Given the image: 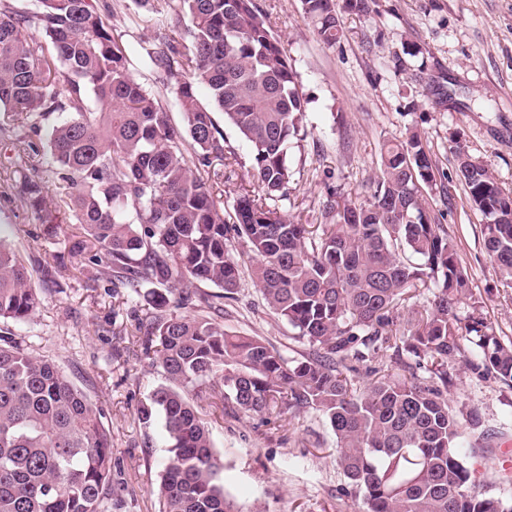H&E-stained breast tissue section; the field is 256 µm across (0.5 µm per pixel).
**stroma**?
I'll return each mask as SVG.
<instances>
[{
	"instance_id": "35a3bbf8",
	"label": "stroma",
	"mask_w": 512,
	"mask_h": 512,
	"mask_svg": "<svg viewBox=\"0 0 512 512\" xmlns=\"http://www.w3.org/2000/svg\"><path fill=\"white\" fill-rule=\"evenodd\" d=\"M115 38L128 48L129 68L181 124L171 82L142 62L154 43V15L131 0H99ZM277 32L307 98L304 135L290 151L293 176L276 202L286 217L322 223L330 190L361 200L380 170L381 150L409 131L424 136L442 176L427 192V208L457 246L473 293L483 301L499 336L512 338V290L500 284L486 254L484 219L474 211L456 175L457 153L485 165L512 192V0H374L369 18L339 9L342 36L324 44L304 18L301 0H257ZM447 81L448 99L424 95L428 77ZM224 149L236 160L225 168L226 222L245 190H257L250 147L232 126ZM12 141L0 134V233L32 272L40 304L25 321L0 323V335L25 351L54 360L67 379L98 408L112 441V512H159L168 441L162 420L144 427L138 409L166 379L141 345L138 329L148 312L142 295L127 288L92 287L98 269L70 251L73 224L62 202L65 190L48 182L47 202L58 224L47 233L13 185ZM225 328L259 336L287 356L306 352L284 320L267 308L249 275L225 301ZM452 406L474 410L478 430H465L472 449L475 489L512 497V387L478 376L463 359L449 361ZM223 465L224 488L236 512H351L350 486L336 464L335 438L317 412L292 420L224 413L210 393L195 399ZM482 448H475L478 433Z\"/></svg>"
}]
</instances>
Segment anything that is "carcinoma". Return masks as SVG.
I'll return each mask as SVG.
<instances>
[{
    "label": "carcinoma",
    "instance_id": "1",
    "mask_svg": "<svg viewBox=\"0 0 512 512\" xmlns=\"http://www.w3.org/2000/svg\"><path fill=\"white\" fill-rule=\"evenodd\" d=\"M301 2L320 39L335 45L336 0ZM181 3L188 23L161 24L144 56L174 79L183 114L175 125L131 73L96 0H35L30 12L0 0V112L15 122L0 130L35 158L40 147L22 129L35 128V117L69 114L52 126L48 152L52 175L71 184L64 204L77 224L72 251L107 279L145 289L152 308L144 350L169 384L152 393L139 420L164 417L162 512H233L191 398L207 387L220 388L234 414L320 412L360 512H512V498L473 490L460 443L464 412L447 398L448 360L467 345L474 373L512 383V341L497 336L455 245L427 214L423 190L437 179L421 134L384 145L366 202L331 191V223L286 219L270 201L287 193L288 152L307 111L292 62L256 0ZM217 112L250 145L263 190L239 195L233 224L209 184L224 177ZM456 174L486 219L484 248L502 287L512 288V194L465 155ZM15 189L51 231L57 216L45 206L46 181L22 174ZM243 258L270 311L307 343L300 357L231 335L208 314L169 312L173 297L223 311ZM201 284L220 292L201 293ZM421 288L434 289L433 301L418 309ZM38 303L31 272L0 239V321L20 322ZM383 356L401 376L373 367L360 384L357 365ZM111 510L112 442L98 409L53 361L0 345V512Z\"/></svg>",
    "mask_w": 512,
    "mask_h": 512
}]
</instances>
